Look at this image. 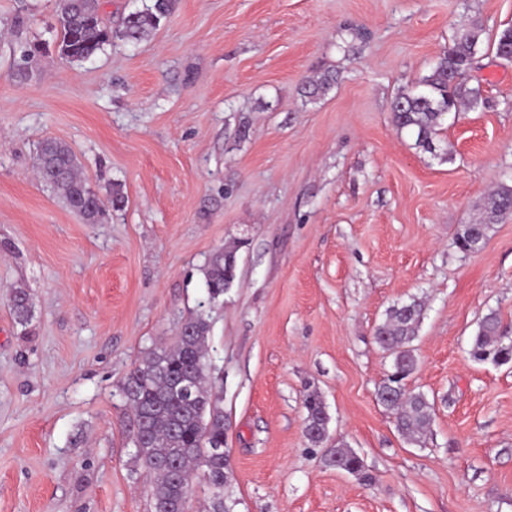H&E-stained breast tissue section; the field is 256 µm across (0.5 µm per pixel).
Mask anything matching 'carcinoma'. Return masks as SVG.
<instances>
[{"instance_id": "cac0c4a2", "label": "carcinoma", "mask_w": 512, "mask_h": 512, "mask_svg": "<svg viewBox=\"0 0 512 512\" xmlns=\"http://www.w3.org/2000/svg\"><path fill=\"white\" fill-rule=\"evenodd\" d=\"M172 8L173 0H143L142 7L130 12L114 31L99 14L98 0H57L55 31L60 55L72 63L83 62L116 40L136 44L149 37ZM484 34V26L477 19L453 31L448 47L429 73L394 97L393 123L398 131L411 133L420 150L436 154L440 131L450 113L463 108L476 112L489 106L481 86L453 79V74L472 69ZM38 51L37 42L21 46L17 75L25 73ZM337 80L335 71L324 70L303 81V96L318 100L336 86ZM36 169L70 210L88 224L100 222L104 211L91 198L90 187L79 173L78 159L67 143L45 141ZM507 214H512V185L503 183L487 196L481 219L464 225L457 237L458 246L464 252L479 251L491 225ZM238 248L237 244L222 248L209 259L204 271L209 298L224 294L235 279ZM11 309L16 321L27 325L33 312L31 293L25 288L15 289ZM421 314V305L416 302L394 306L375 329L376 343L393 358L392 372L378 386L377 399L394 415L398 431L415 443L426 435L434 415L433 404L426 396L407 391L404 384L417 368L411 342ZM209 332L210 325L203 315L187 318L176 344L146 353L120 387L133 417V456L142 463L154 486L153 512H187L194 477L212 492V512H224V410L206 360ZM470 355L476 361L496 365L512 362V336L497 312L483 317ZM303 405L308 445L319 448L327 441L325 403L312 390L304 395ZM325 463L371 483L362 458L348 448L328 449Z\"/></svg>"}]
</instances>
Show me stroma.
Returning a JSON list of instances; mask_svg holds the SVG:
<instances>
[{
    "label": "stroma",
    "instance_id": "1",
    "mask_svg": "<svg viewBox=\"0 0 512 512\" xmlns=\"http://www.w3.org/2000/svg\"><path fill=\"white\" fill-rule=\"evenodd\" d=\"M474 18L495 37L512 0H175L141 44L52 51L24 79L20 44L51 40L56 0H0V512H151L119 387L200 312L226 512H512V364L469 354L489 311L512 323V215L478 252L457 245L512 181V62L478 54L490 105L450 114L438 155L391 111ZM324 69L338 84L304 101ZM48 138L123 208L98 224L66 208L34 168ZM235 242L210 299L206 264ZM412 301L407 386L435 402L420 444L376 398L391 359L374 330ZM309 389L371 484L308 448ZM239 244L219 249L208 261L204 271L209 298L216 299L223 295L236 276V253ZM11 309L16 321L22 325H27L32 319L33 297L25 288H17L11 296Z\"/></svg>",
    "mask_w": 512,
    "mask_h": 512
}]
</instances>
